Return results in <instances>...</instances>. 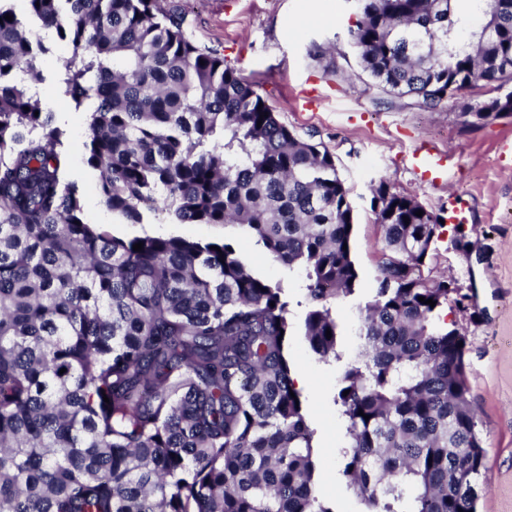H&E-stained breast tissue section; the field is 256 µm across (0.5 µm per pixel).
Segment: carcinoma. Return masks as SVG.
<instances>
[{
	"mask_svg": "<svg viewBox=\"0 0 512 512\" xmlns=\"http://www.w3.org/2000/svg\"><path fill=\"white\" fill-rule=\"evenodd\" d=\"M26 2L24 21L0 0V512H341L319 490L291 377L290 301L235 231L305 274L303 336L342 363V476L359 512H475L485 448L466 337L443 318L458 289L419 274L440 216L372 188L389 255L344 349L336 303L361 276L333 155L159 0ZM352 2L367 87L428 110L486 89L472 115L512 112V0H483L473 30L460 0ZM33 22L70 44L56 81L88 114L86 161L117 223L224 238L123 239L84 222L64 132L31 89L49 52ZM152 234L179 235L184 238L207 241L224 236V228L205 224H159Z\"/></svg>",
	"mask_w": 512,
	"mask_h": 512,
	"instance_id": "obj_1",
	"label": "carcinoma"
}]
</instances>
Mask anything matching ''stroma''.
I'll return each instance as SVG.
<instances>
[{
	"mask_svg": "<svg viewBox=\"0 0 512 512\" xmlns=\"http://www.w3.org/2000/svg\"><path fill=\"white\" fill-rule=\"evenodd\" d=\"M160 5L180 16L194 44L218 50L249 79L291 131L335 156L355 209L352 252L363 285H370L386 254L370 208L371 188L379 180L442 217L449 201L463 204L466 247L454 248L451 227H443L422 274L429 280L454 277L466 297L464 304L447 308L446 319L467 340L466 373L485 438L477 512H512V159L498 154L499 143L512 140V115L469 126L465 110L478 101L470 89L437 111L407 99H379L356 76L346 38L353 21L350 0H160ZM45 44L50 52L43 58L41 99L65 132L83 218L120 237L138 235L140 225L114 223L96 190L98 173L86 163L87 131L68 121L73 109L55 80L68 49L52 35ZM427 144L454 158L445 186L422 183L410 168L411 152ZM237 243L255 273L281 283L295 302L301 299V271L273 262L248 237ZM302 316L295 305L288 359L292 370L310 375L303 396L317 430L320 489L343 512H357L337 454L345 444L333 403L338 370L311 354L300 329Z\"/></svg>",
	"mask_w": 512,
	"mask_h": 512,
	"instance_id": "obj_1",
	"label": "stroma"
}]
</instances>
